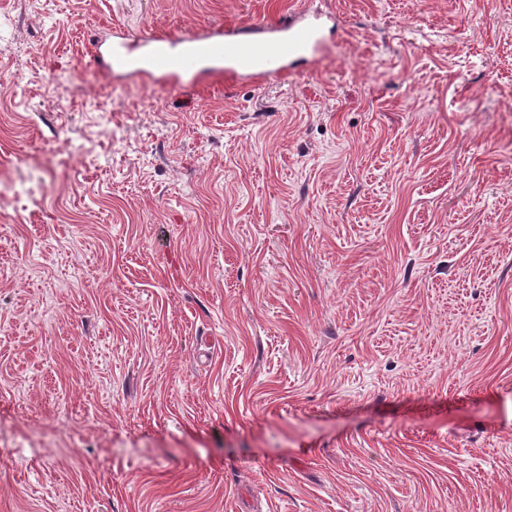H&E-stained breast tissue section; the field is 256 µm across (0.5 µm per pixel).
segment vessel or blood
I'll list each match as a JSON object with an SVG mask.
<instances>
[{
	"instance_id": "1",
	"label": "vessel or blood",
	"mask_w": 512,
	"mask_h": 512,
	"mask_svg": "<svg viewBox=\"0 0 512 512\" xmlns=\"http://www.w3.org/2000/svg\"><path fill=\"white\" fill-rule=\"evenodd\" d=\"M329 17L288 13L272 25H238L202 35L180 38L172 49L165 37L138 44L130 42L125 28H113L107 45H95L106 54L110 71L125 75L150 73L171 84H181L205 61L224 64L227 74L263 83L287 76L290 63L315 58L324 43Z\"/></svg>"
}]
</instances>
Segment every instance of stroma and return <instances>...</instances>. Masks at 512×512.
<instances>
[{
	"label": "stroma",
	"instance_id": "obj_1",
	"mask_svg": "<svg viewBox=\"0 0 512 512\" xmlns=\"http://www.w3.org/2000/svg\"><path fill=\"white\" fill-rule=\"evenodd\" d=\"M0 512H512V0H0ZM330 22L334 26L333 17L291 12L265 27L238 25L184 36L178 50L171 48L166 37L132 43L125 28L113 27L112 41L107 45L98 42L94 52L101 57L106 53L111 72L130 76L150 73L171 84L184 83L205 61L225 63V73L263 83L287 76L289 63L314 59Z\"/></svg>",
	"mask_w": 512,
	"mask_h": 512
}]
</instances>
